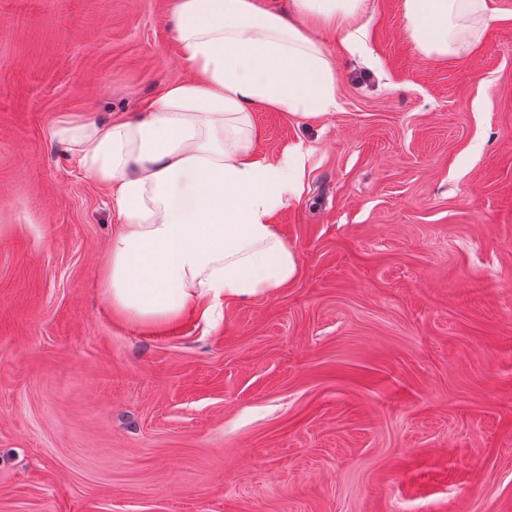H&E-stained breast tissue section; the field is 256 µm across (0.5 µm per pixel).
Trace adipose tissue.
Masks as SVG:
<instances>
[{
    "instance_id": "obj_1",
    "label": "adipose tissue",
    "mask_w": 512,
    "mask_h": 512,
    "mask_svg": "<svg viewBox=\"0 0 512 512\" xmlns=\"http://www.w3.org/2000/svg\"><path fill=\"white\" fill-rule=\"evenodd\" d=\"M407 37L448 61L501 21L491 0H401ZM180 55L195 70L134 116L63 118L52 136L110 199L118 222L102 286L137 325L192 311L212 322L223 306L275 294L300 272L272 219L299 200L302 144L258 157L252 110L317 117L336 106V68L316 31L355 51L370 0H176Z\"/></svg>"
}]
</instances>
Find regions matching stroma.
Wrapping results in <instances>:
<instances>
[{
	"instance_id": "obj_1",
	"label": "stroma",
	"mask_w": 512,
	"mask_h": 512,
	"mask_svg": "<svg viewBox=\"0 0 512 512\" xmlns=\"http://www.w3.org/2000/svg\"><path fill=\"white\" fill-rule=\"evenodd\" d=\"M400 2L319 33L334 111L254 110L309 151L297 279L146 328L51 127L195 79L174 0H0V512H512V21L435 61Z\"/></svg>"
}]
</instances>
